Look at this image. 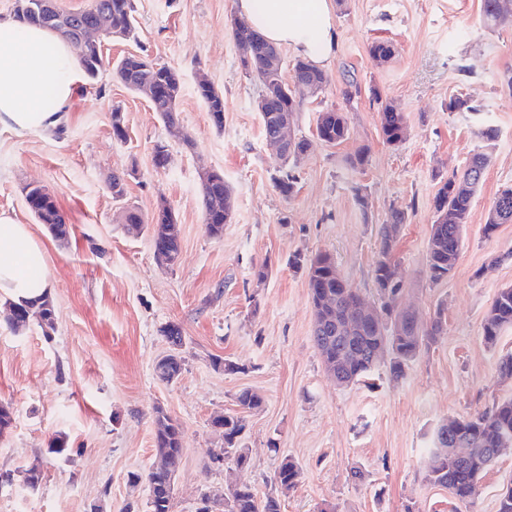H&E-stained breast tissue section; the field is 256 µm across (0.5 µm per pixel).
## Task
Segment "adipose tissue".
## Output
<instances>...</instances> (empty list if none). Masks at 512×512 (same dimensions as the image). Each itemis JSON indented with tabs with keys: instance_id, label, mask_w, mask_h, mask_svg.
Returning a JSON list of instances; mask_svg holds the SVG:
<instances>
[{
	"instance_id": "adipose-tissue-1",
	"label": "adipose tissue",
	"mask_w": 512,
	"mask_h": 512,
	"mask_svg": "<svg viewBox=\"0 0 512 512\" xmlns=\"http://www.w3.org/2000/svg\"><path fill=\"white\" fill-rule=\"evenodd\" d=\"M242 17L268 41L313 64L330 59L336 40L331 0H237ZM80 81L74 47L54 31L16 18L0 19V126L47 132L65 116L47 111L46 89L67 104ZM45 254L26 225L0 212V295L31 299L48 288Z\"/></svg>"
}]
</instances>
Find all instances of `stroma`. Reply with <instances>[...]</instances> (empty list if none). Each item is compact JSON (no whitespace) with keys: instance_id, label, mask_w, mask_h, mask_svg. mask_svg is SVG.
<instances>
[{"instance_id":"obj_1","label":"stroma","mask_w":512,"mask_h":512,"mask_svg":"<svg viewBox=\"0 0 512 512\" xmlns=\"http://www.w3.org/2000/svg\"><path fill=\"white\" fill-rule=\"evenodd\" d=\"M137 34L106 40L108 59L96 80H81L53 133L0 127V211L28 226L45 251L56 330L8 324L0 300V403L14 422L0 437V512H149L146 474L155 461V411L183 429L182 460L171 512H196L202 495L223 500L238 485L265 493L283 459L300 469L281 512H497L512 483V447L482 476L471 503L425 479V450L438 424L512 396L501 357L512 353V328L495 346L484 318L500 289L512 287V224L486 232L493 199L512 186V17L494 27L482 0H335L336 46L323 71L327 84L304 103L296 132L310 142L293 165L292 196L274 185L280 160L264 137L255 100L259 81L245 73L231 26L235 0H133ZM397 48L376 66L373 41ZM135 54L170 66L181 80L179 128L171 130L149 101L112 76L111 64ZM207 78L224 94L215 128L196 93ZM406 115L404 139L383 138L377 98ZM457 97L480 114L450 110ZM120 109L125 138L112 131ZM345 112L349 136L332 146L316 137L319 112ZM497 129L478 137L481 124ZM165 144L167 168L153 149ZM367 149L364 167L349 159ZM477 151L491 163L464 227L448 278L431 281L427 245L435 195ZM224 176L234 197L224 235L209 237L201 177ZM125 172V195L112 198L113 172ZM52 191L71 235L57 241L38 224L25 189ZM173 210L181 255L159 265L148 233L131 235L123 207L152 217ZM408 214L393 259L404 282L400 306L423 320L443 316V330L401 376L382 360L368 382L336 386L313 340L306 270L295 255L327 253L368 304H378L374 267L380 227L392 210ZM269 275L258 280L256 272ZM178 324L184 369L171 383L154 375L170 346L162 333ZM235 364V371L222 367ZM250 390L263 405L248 412L242 437L249 466L212 461L223 447L214 417L237 412ZM65 437L69 454L50 453ZM39 466L37 489L23 472ZM361 467L364 479L351 476Z\"/></svg>"}]
</instances>
